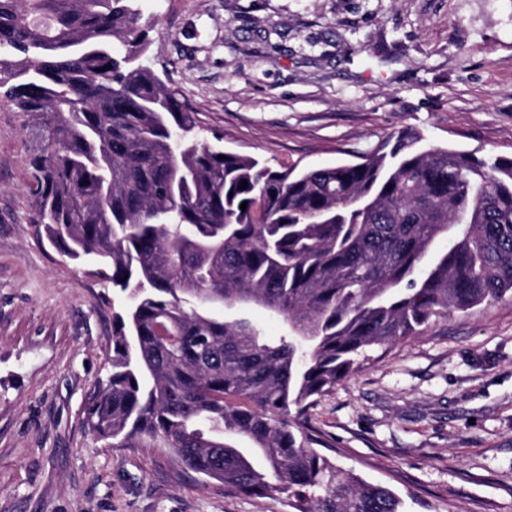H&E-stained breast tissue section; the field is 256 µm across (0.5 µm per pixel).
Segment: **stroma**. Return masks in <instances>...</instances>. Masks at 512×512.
<instances>
[{"label":"stroma","mask_w":512,"mask_h":512,"mask_svg":"<svg viewBox=\"0 0 512 512\" xmlns=\"http://www.w3.org/2000/svg\"><path fill=\"white\" fill-rule=\"evenodd\" d=\"M141 58L207 136L275 169L355 162L412 128L512 156V0H139ZM23 113L0 102V512H288L167 448L83 424L120 299L29 224ZM336 467L402 512H512V299L373 349L317 398Z\"/></svg>","instance_id":"35a3bbf8"}]
</instances>
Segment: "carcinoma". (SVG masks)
I'll list each match as a JSON object with an SVG mask.
<instances>
[{
  "label": "carcinoma",
  "mask_w": 512,
  "mask_h": 512,
  "mask_svg": "<svg viewBox=\"0 0 512 512\" xmlns=\"http://www.w3.org/2000/svg\"><path fill=\"white\" fill-rule=\"evenodd\" d=\"M139 19L137 0H0V93L36 120L34 235L124 301L86 427L291 512H400L316 450L307 413L367 351L512 295V156L405 129L359 162L274 170L197 136L139 62ZM248 314L268 339L276 341L287 335L288 326L283 319L269 316L260 310H251Z\"/></svg>",
  "instance_id": "obj_1"
}]
</instances>
